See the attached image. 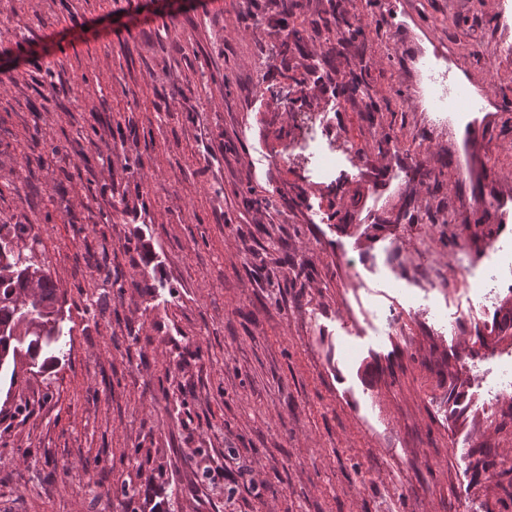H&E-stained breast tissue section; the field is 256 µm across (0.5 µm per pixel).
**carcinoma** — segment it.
<instances>
[{"instance_id":"obj_1","label":"carcinoma","mask_w":512,"mask_h":512,"mask_svg":"<svg viewBox=\"0 0 512 512\" xmlns=\"http://www.w3.org/2000/svg\"><path fill=\"white\" fill-rule=\"evenodd\" d=\"M328 36L340 37L356 30L344 17L324 21ZM41 245L31 224L13 225V235L0 234V367L16 359L19 346L26 345L31 363L47 369L59 362V288L36 263Z\"/></svg>"}]
</instances>
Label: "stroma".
Segmentation results:
<instances>
[{
    "label": "stroma",
    "instance_id": "1",
    "mask_svg": "<svg viewBox=\"0 0 512 512\" xmlns=\"http://www.w3.org/2000/svg\"><path fill=\"white\" fill-rule=\"evenodd\" d=\"M291 2L0 0V225L68 351L0 384V512H512V288L474 286L512 254V0H404V61L372 0ZM456 70L488 111L430 108Z\"/></svg>",
    "mask_w": 512,
    "mask_h": 512
}]
</instances>
